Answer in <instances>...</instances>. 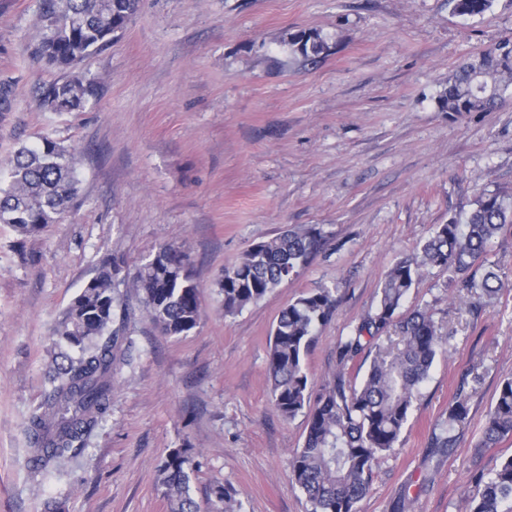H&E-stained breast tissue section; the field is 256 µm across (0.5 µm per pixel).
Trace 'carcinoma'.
<instances>
[{"instance_id": "cac0c4a2", "label": "carcinoma", "mask_w": 512, "mask_h": 512, "mask_svg": "<svg viewBox=\"0 0 512 512\" xmlns=\"http://www.w3.org/2000/svg\"><path fill=\"white\" fill-rule=\"evenodd\" d=\"M461 16H479L492 0H450ZM140 0H42L38 21L43 39L37 55L62 76L42 87L39 103L49 112H82L97 99L98 82L78 70L90 55L108 47L122 33ZM512 84V37L482 50L475 61L463 62L440 96L449 112H491L504 101ZM78 195L75 155L47 134L39 143L23 146L9 162L8 180L0 185V224L23 236L59 223ZM512 223L498 194H484L465 223L439 224L418 252L390 267L377 293L375 310L338 346L342 369L361 353H372L362 382L346 387L344 373L314 384L305 357L316 331L336 309L335 290L317 288L300 295L281 310L272 329L267 371L277 412L292 420L306 418L304 444L291 460L295 485L306 496L311 512H358L374 470L399 445L400 437L428 380L436 357L446 351L448 338L438 333L432 314L399 309L414 283L430 267L470 294L496 297L503 283L483 256L492 240ZM327 241L312 225L299 232L285 230L252 244L240 261L224 269L218 290L224 311L233 314L262 300L299 272ZM143 294L146 310L166 336H182L200 319L199 289L189 256L180 247L164 244L148 257L133 278L124 261L106 256L95 276L73 298L54 327L74 354L59 353L46 376L44 401L29 414L26 436L30 463L44 472L68 454L84 447L87 438L112 402V364L118 331L113 328L118 288ZM468 415L466 398L457 396L448 418L434 435L433 447L452 448L455 427ZM512 438V379L503 380L487 414L481 448H496ZM189 457L184 448L169 450L158 467V482L171 512H201L190 494ZM472 494L463 512H503L512 502V455L494 467L470 474Z\"/></svg>"}]
</instances>
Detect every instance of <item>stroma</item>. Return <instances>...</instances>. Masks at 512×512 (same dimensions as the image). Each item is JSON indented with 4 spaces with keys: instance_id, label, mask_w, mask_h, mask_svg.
Segmentation results:
<instances>
[{
    "instance_id": "obj_1",
    "label": "stroma",
    "mask_w": 512,
    "mask_h": 512,
    "mask_svg": "<svg viewBox=\"0 0 512 512\" xmlns=\"http://www.w3.org/2000/svg\"><path fill=\"white\" fill-rule=\"evenodd\" d=\"M39 8L0 0V80L14 92L0 112V170L49 133L77 155L79 196L37 234L0 224V512H170L157 468L174 448L188 451L198 501L221 484L233 512H309L290 466L306 422L273 406L271 329L301 294L335 289V314L306 357L322 383L397 259L436 225L465 219L481 195L512 207V94L491 112L438 102L459 62L512 36V0L474 17L448 0H141L121 36L81 66L100 82L96 104L64 113L35 102L60 76L35 57ZM299 34L322 44L315 61L292 45ZM308 225L327 236L308 265L225 313V268L253 243ZM162 244L190 258L198 325L163 335L142 295L120 289L112 407L84 449L34 472L25 425L44 398L56 321L104 256L132 276ZM487 260L504 282L493 301L437 268L409 291L404 310L428 308L451 349L359 512H392L406 498L408 512H461L470 471L512 454V438L478 445L512 377V226ZM460 393L457 448H430Z\"/></svg>"
}]
</instances>
